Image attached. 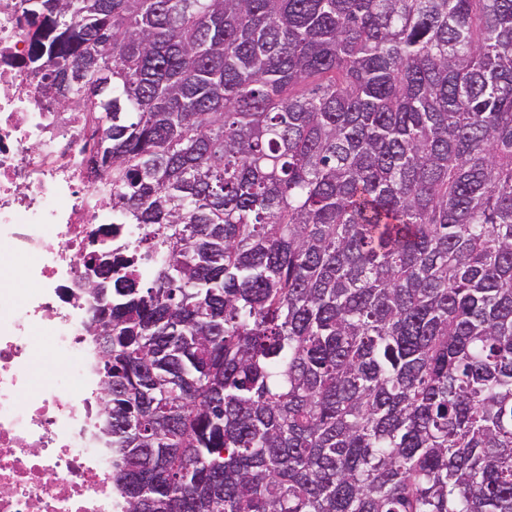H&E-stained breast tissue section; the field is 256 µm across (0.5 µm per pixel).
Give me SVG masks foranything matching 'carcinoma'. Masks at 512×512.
Instances as JSON below:
<instances>
[{
    "mask_svg": "<svg viewBox=\"0 0 512 512\" xmlns=\"http://www.w3.org/2000/svg\"><path fill=\"white\" fill-rule=\"evenodd\" d=\"M23 3L119 512H512V0Z\"/></svg>",
    "mask_w": 512,
    "mask_h": 512,
    "instance_id": "obj_1",
    "label": "carcinoma"
}]
</instances>
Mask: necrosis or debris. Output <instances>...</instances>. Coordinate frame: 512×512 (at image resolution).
I'll list each match as a JSON object with an SVG mask.
<instances>
[{"instance_id": "necrosis-or-debris-1", "label": "necrosis or debris", "mask_w": 512, "mask_h": 512, "mask_svg": "<svg viewBox=\"0 0 512 512\" xmlns=\"http://www.w3.org/2000/svg\"><path fill=\"white\" fill-rule=\"evenodd\" d=\"M25 32L21 0H0V245L15 260L8 279L26 284L19 296L0 288V512H117L96 430L85 256L91 241L140 230L90 208L82 115L39 98ZM35 331L63 368L33 394Z\"/></svg>"}]
</instances>
